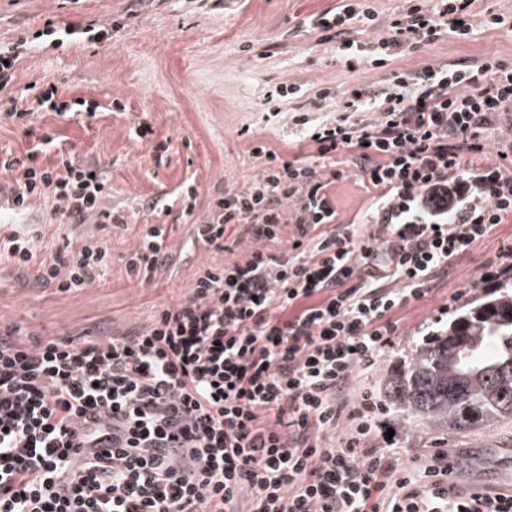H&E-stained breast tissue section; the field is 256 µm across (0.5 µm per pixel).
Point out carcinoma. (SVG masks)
Listing matches in <instances>:
<instances>
[{
	"mask_svg": "<svg viewBox=\"0 0 512 512\" xmlns=\"http://www.w3.org/2000/svg\"><path fill=\"white\" fill-rule=\"evenodd\" d=\"M402 415L457 432L512 419V277L477 299L388 376Z\"/></svg>",
	"mask_w": 512,
	"mask_h": 512,
	"instance_id": "obj_1",
	"label": "carcinoma"
}]
</instances>
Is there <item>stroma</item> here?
<instances>
[{
  "mask_svg": "<svg viewBox=\"0 0 512 512\" xmlns=\"http://www.w3.org/2000/svg\"><path fill=\"white\" fill-rule=\"evenodd\" d=\"M342 0H0V41L42 29L49 20L112 23L111 43H74L62 49L47 46L25 54L16 67L15 86L61 91L125 109L98 115L90 123L52 115L36 119L37 133L63 135L65 149L80 162L98 166L111 187L102 206L123 216L120 224L96 221L59 226L50 221V207L33 203L22 216L5 211L0 222L36 229L38 258L56 248H80L86 241L105 242L112 263L102 282L78 295L39 287L32 279L36 264L24 270L0 263V323L19 324L46 337L109 336L148 326L156 312L189 293L199 270L238 260L243 244L225 239L224 250L198 245L182 248L193 234L189 224L175 223L187 187L197 190L196 218H203L211 196L229 188L245 189L262 169L250 154L257 142L284 144L300 133L299 116L315 120L314 101L321 91L342 100L352 87L380 88L390 71H414L424 65L467 64L498 56L512 60V32L483 27L487 12L512 17V0H476L471 21L475 32L458 41L444 38L422 51L376 68L369 62L349 67L335 42H320L308 31L311 18L336 11ZM295 94L278 100L281 86ZM148 122L152 135L134 129ZM169 141L170 151L156 145ZM336 182V209L341 223L367 210L372 198L355 162L341 158ZM171 205L172 214L163 212ZM167 224V244L174 264L151 282H140L127 268L139 250L148 225ZM512 240V221L499 225L489 239L474 245L435 290L399 312L402 334L380 367L366 381L377 396L385 394V378L440 328L438 308L447 305L457 316L472 297L451 301L469 285L478 294L491 289L482 275L485 265ZM378 432H392L394 447L405 462L419 460L430 448L447 449L462 475L487 480L489 487H512V420H501L468 434L445 428L426 429L402 420L394 406L378 418Z\"/></svg>",
  "mask_w": 512,
  "mask_h": 512,
  "instance_id": "1",
  "label": "stroma"
}]
</instances>
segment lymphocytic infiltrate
<instances>
[{
  "label": "lymphocytic infiltrate",
  "instance_id": "1",
  "mask_svg": "<svg viewBox=\"0 0 512 512\" xmlns=\"http://www.w3.org/2000/svg\"><path fill=\"white\" fill-rule=\"evenodd\" d=\"M475 0H409L384 36L371 0H350L316 28L345 60L377 67L445 37L468 39ZM50 45L108 43V25L47 21ZM30 40L0 41V99L24 124L80 105L52 86H14ZM337 117L309 126L305 152L266 145L260 180L212 197L194 239L246 242L241 259L199 271L188 295L146 328L44 340L0 325V512H512V491L473 492L448 477L447 449L416 468L377 446L384 407L371 391L340 395L377 368L400 334L398 313L424 298L473 245L512 219V139L488 133L512 112V61L392 71L377 90L355 87ZM0 161L6 209L52 202L58 224L122 223L101 205L108 182L72 159ZM495 160H487L488 149ZM359 161L373 203L359 223H338L337 157ZM295 233L275 254L283 225ZM169 227L148 226L128 271L151 281L169 261ZM109 247L92 241L41 260L37 286L76 294L104 279Z\"/></svg>",
  "mask_w": 512,
  "mask_h": 512
}]
</instances>
